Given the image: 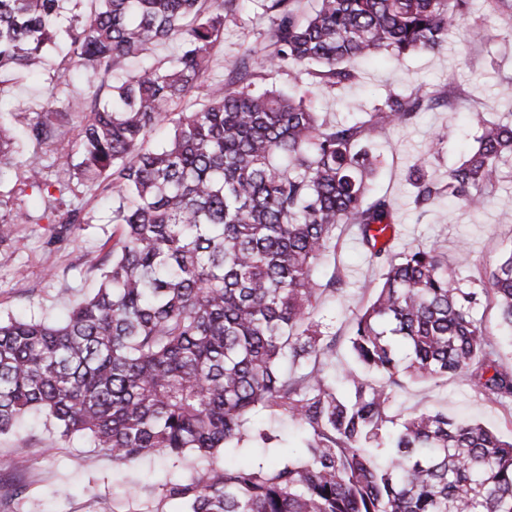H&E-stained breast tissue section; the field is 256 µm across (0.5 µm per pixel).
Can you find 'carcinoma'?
Here are the masks:
<instances>
[{
	"mask_svg": "<svg viewBox=\"0 0 512 512\" xmlns=\"http://www.w3.org/2000/svg\"><path fill=\"white\" fill-rule=\"evenodd\" d=\"M267 2L272 50L170 110L199 89L238 0H0V84L49 66L56 77L37 111L0 120V250L32 220L3 190L13 181L47 200L39 219L52 239L91 221L69 199L75 182L112 188L114 224L112 248L92 259L99 287L65 318H0V434L42 414L116 462L211 460L246 436L272 443L258 416L277 413L302 428L298 448L150 486L155 512H512V440L443 411L389 415L408 383L450 374L486 401H512V367L475 317L492 303L512 329V250L487 287L460 288L440 246L390 251L393 208L371 195L376 138L440 100L415 86L342 120L313 105L317 89L355 83L361 59L438 52L457 28L478 38L464 27L472 0H318L302 17L300 0ZM174 40L175 54L130 69ZM73 70L99 79L77 122ZM280 71L313 81L291 94L268 83ZM445 139L409 168L413 204L447 197L478 211L512 159V120L483 122L436 180ZM342 224L386 264L355 317L341 388L326 371L339 336L316 312L344 281L314 273Z\"/></svg>",
	"mask_w": 512,
	"mask_h": 512,
	"instance_id": "obj_1",
	"label": "carcinoma"
}]
</instances>
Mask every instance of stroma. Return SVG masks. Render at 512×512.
Wrapping results in <instances>:
<instances>
[{
  "label": "stroma",
  "mask_w": 512,
  "mask_h": 512,
  "mask_svg": "<svg viewBox=\"0 0 512 512\" xmlns=\"http://www.w3.org/2000/svg\"><path fill=\"white\" fill-rule=\"evenodd\" d=\"M272 17L264 0H242L225 20L223 40L213 50L203 89L220 87L246 50L266 49ZM466 23L482 27V40L467 39L463 31L456 30L438 53H420L399 62L377 58L361 66L355 84L318 91L316 106L331 117L345 119L354 98L370 108L387 93L419 84L455 92L454 107L422 111L376 141L381 164L372 192L392 204L397 220L393 252L437 243L448 254L457 285L479 288L487 272L512 249V160L503 166L490 203L477 212L445 203L416 209L408 180L410 165L436 132L447 134L432 169L439 177L473 147L483 121L512 116V18L495 14L487 0H472ZM52 89L45 72L20 83L5 82L0 94L15 111L29 112L45 101ZM76 194L77 203L93 219L71 226L63 240H50L38 224L17 225L12 256L0 259V316L27 313L59 318L75 300L97 287L99 273L91 269L89 261L112 235V191L102 184H85ZM381 273V261L362 249L353 226L344 225L335 252L327 255L317 271L320 280L335 274L344 281L343 290L324 297L317 312L342 338L327 368L330 378H340L353 362L346 338ZM423 410L478 420L503 438L512 437V403L486 402L457 376L410 384L395 397L391 408L397 416ZM197 464L192 456L177 462L145 459L118 464L87 440L61 438L53 425L40 420L0 436V484L16 478L27 484L16 512H128L132 500L139 498L141 486L189 473Z\"/></svg>",
  "instance_id": "stroma-1"
}]
</instances>
